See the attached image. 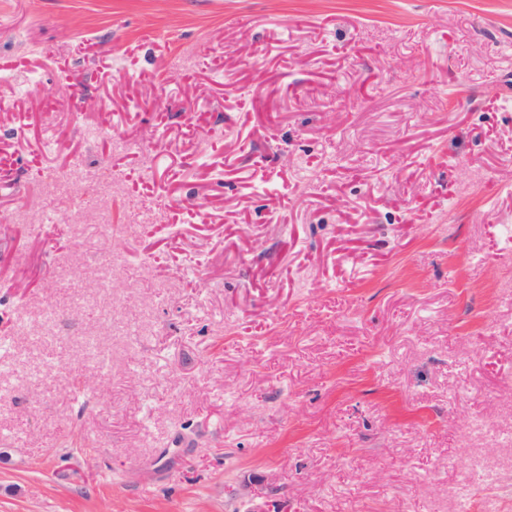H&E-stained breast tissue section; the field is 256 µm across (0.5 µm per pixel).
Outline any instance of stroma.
Returning <instances> with one entry per match:
<instances>
[{"label":"stroma","instance_id":"stroma-1","mask_svg":"<svg viewBox=\"0 0 512 512\" xmlns=\"http://www.w3.org/2000/svg\"><path fill=\"white\" fill-rule=\"evenodd\" d=\"M478 466L512 0H0V512H505Z\"/></svg>","mask_w":512,"mask_h":512}]
</instances>
